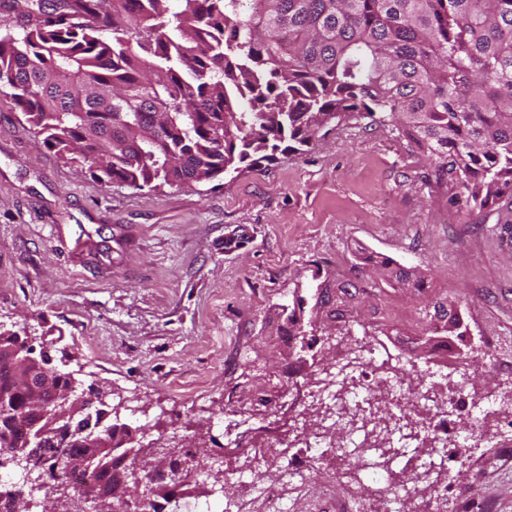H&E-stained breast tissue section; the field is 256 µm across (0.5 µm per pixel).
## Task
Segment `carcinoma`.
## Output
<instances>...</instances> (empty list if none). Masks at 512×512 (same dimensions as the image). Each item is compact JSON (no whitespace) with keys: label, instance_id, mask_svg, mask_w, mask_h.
Returning <instances> with one entry per match:
<instances>
[{"label":"carcinoma","instance_id":"carcinoma-1","mask_svg":"<svg viewBox=\"0 0 512 512\" xmlns=\"http://www.w3.org/2000/svg\"><path fill=\"white\" fill-rule=\"evenodd\" d=\"M0 83L50 150L103 183L259 171L367 118L401 126L449 205L512 197V0H75L20 30L0 23ZM467 333L449 309L448 335ZM325 392L352 435L343 414L359 392L338 380ZM409 411L360 424L373 472ZM6 433L22 439L26 419ZM124 459L89 473L110 482Z\"/></svg>","mask_w":512,"mask_h":512}]
</instances>
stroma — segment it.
Masks as SVG:
<instances>
[{"label":"stroma","mask_w":512,"mask_h":512,"mask_svg":"<svg viewBox=\"0 0 512 512\" xmlns=\"http://www.w3.org/2000/svg\"><path fill=\"white\" fill-rule=\"evenodd\" d=\"M503 216L449 206L399 125L368 119L232 180L102 184L50 152L0 86V323L35 349L67 350L141 445L198 456L194 479L148 497L168 512L194 499L224 512L247 483L282 496L253 495L244 512H377L361 463L337 474L332 450L289 483L277 454L287 399L243 437L225 432L224 409L310 384L346 331L416 360L452 305L470 334L494 340L472 392L501 394L512 369V243L493 233ZM399 269L420 287L398 284ZM481 445V458L452 464L448 494L463 512H512V445Z\"/></svg>","instance_id":"35a3bbf8"}]
</instances>
